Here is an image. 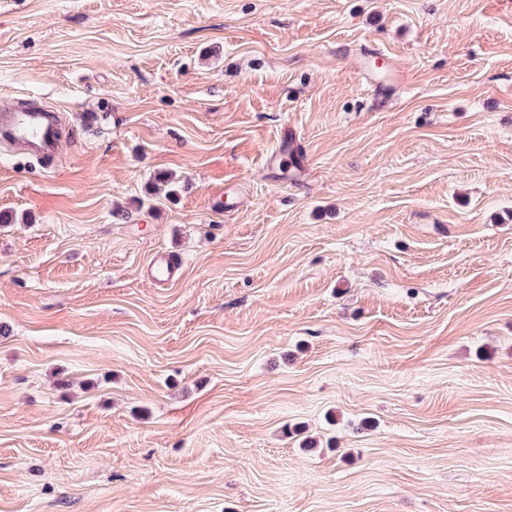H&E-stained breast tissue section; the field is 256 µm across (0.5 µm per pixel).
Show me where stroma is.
<instances>
[{
  "instance_id": "obj_1",
  "label": "stroma",
  "mask_w": 512,
  "mask_h": 512,
  "mask_svg": "<svg viewBox=\"0 0 512 512\" xmlns=\"http://www.w3.org/2000/svg\"><path fill=\"white\" fill-rule=\"evenodd\" d=\"M22 99L0 512H512V0H0ZM0 137L50 162L64 137V128L57 113L30 107L2 114Z\"/></svg>"
}]
</instances>
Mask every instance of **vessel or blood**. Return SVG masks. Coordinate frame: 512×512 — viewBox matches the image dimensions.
Segmentation results:
<instances>
[{
	"instance_id": "obj_1",
	"label": "vessel or blood",
	"mask_w": 512,
	"mask_h": 512,
	"mask_svg": "<svg viewBox=\"0 0 512 512\" xmlns=\"http://www.w3.org/2000/svg\"><path fill=\"white\" fill-rule=\"evenodd\" d=\"M0 137L48 162L64 137V128L57 113L30 107L1 114Z\"/></svg>"
}]
</instances>
